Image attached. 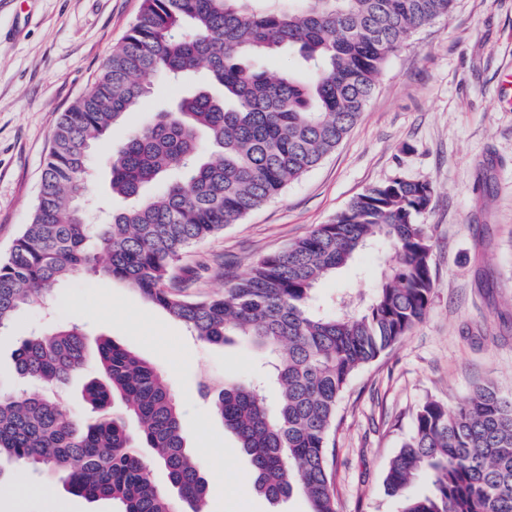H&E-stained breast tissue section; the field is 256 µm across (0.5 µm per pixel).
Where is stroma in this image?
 Instances as JSON below:
<instances>
[{"mask_svg":"<svg viewBox=\"0 0 512 512\" xmlns=\"http://www.w3.org/2000/svg\"><path fill=\"white\" fill-rule=\"evenodd\" d=\"M142 0H0V256L31 221L45 158L62 112L92 86ZM512 0H454L448 16L416 31L386 61L360 119L318 166L222 234L192 248L184 295L222 291L260 257L330 222L368 188L402 176L431 183L420 217L432 245L435 287L424 319L356 371L336 410L334 486L339 512H398L384 490L391 459L427 400L454 405L479 386L512 392ZM191 84L152 78L149 94L94 150L92 195H110V156L127 134L153 123ZM375 253L320 281L316 304L333 313L345 293L369 296ZM79 325L164 370L190 451L205 459V512H307L298 495L258 494L235 437L210 409L201 382L253 379L262 352L234 336L209 345L126 283L78 273L50 315L20 310L0 332V384L18 382L12 353L35 327ZM27 494L0 512H117L71 494L53 475L14 466L4 479ZM235 487V501L225 491Z\"/></svg>","mask_w":512,"mask_h":512,"instance_id":"obj_1","label":"stroma"}]
</instances>
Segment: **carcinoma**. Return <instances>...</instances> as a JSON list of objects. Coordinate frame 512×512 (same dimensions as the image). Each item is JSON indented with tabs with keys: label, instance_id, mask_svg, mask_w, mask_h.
<instances>
[{
	"label": "carcinoma",
	"instance_id": "cac0c4a2",
	"mask_svg": "<svg viewBox=\"0 0 512 512\" xmlns=\"http://www.w3.org/2000/svg\"><path fill=\"white\" fill-rule=\"evenodd\" d=\"M452 3L142 0L93 87L59 118L32 221L0 259V330L22 308L48 309L61 282L83 272L125 282L204 343L247 339L268 357L277 412L251 382H203L201 392L249 456L258 493L278 502L298 492L308 512H337L329 444L343 390L422 320L432 296V246L417 223L432 185L396 177L369 188L329 223L226 281L222 294L188 299L173 291L174 271L195 244L280 196L335 150L387 58ZM285 49L304 73L272 76L247 63ZM197 74L202 85L112 154V194L136 203L106 224L87 222L90 150L146 96L149 78ZM154 183L161 190L142 196ZM376 241L389 255L369 303L345 295L334 315L315 308L318 282ZM96 347L100 377L86 383L85 412L74 415L57 390L88 367L87 334L62 326L22 341L16 376L43 393L0 387V463L53 473L72 494L111 500L121 512H175L176 500L205 512L204 464L186 447L165 374L109 338ZM423 476L430 490L404 495ZM384 486L400 499L398 512H512V395L485 385L456 406L426 401Z\"/></svg>",
	"mask_w": 512,
	"mask_h": 512
}]
</instances>
